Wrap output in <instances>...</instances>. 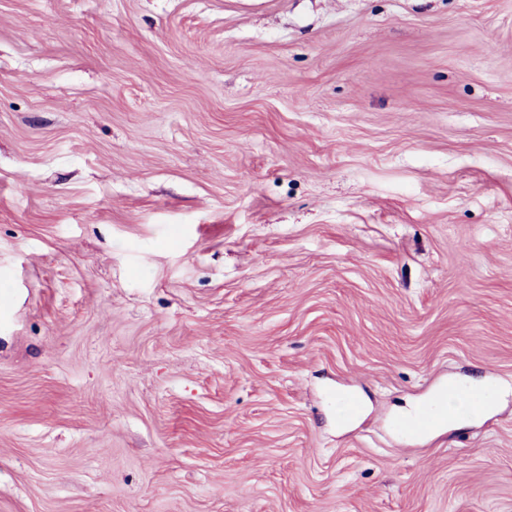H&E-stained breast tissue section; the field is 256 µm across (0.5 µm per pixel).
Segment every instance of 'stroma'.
<instances>
[{
    "instance_id": "35a3bbf8",
    "label": "stroma",
    "mask_w": 512,
    "mask_h": 512,
    "mask_svg": "<svg viewBox=\"0 0 512 512\" xmlns=\"http://www.w3.org/2000/svg\"><path fill=\"white\" fill-rule=\"evenodd\" d=\"M0 512H512V0H0ZM439 396L453 405L450 409L454 412V420H460L467 416L461 406L454 403H464L473 411H484L488 401V391L482 388H476L469 385L451 382L448 385H442L439 388ZM447 423L448 412L438 409L436 397H433L430 404L424 401L416 406L408 417L397 422L396 427L408 436L420 437Z\"/></svg>"
}]
</instances>
